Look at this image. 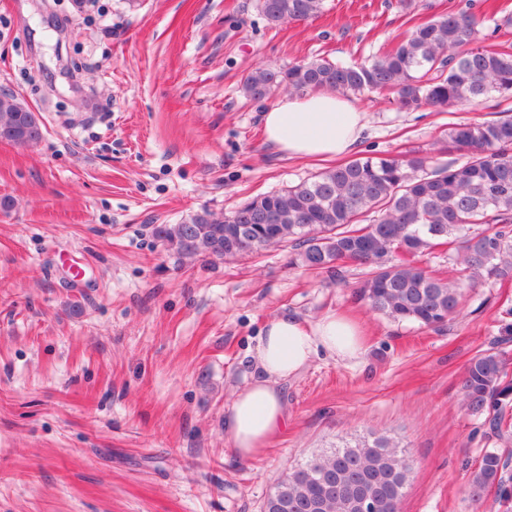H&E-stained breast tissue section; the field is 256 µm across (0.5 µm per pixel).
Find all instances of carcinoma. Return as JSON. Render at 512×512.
<instances>
[{
  "instance_id": "obj_1",
  "label": "carcinoma",
  "mask_w": 512,
  "mask_h": 512,
  "mask_svg": "<svg viewBox=\"0 0 512 512\" xmlns=\"http://www.w3.org/2000/svg\"><path fill=\"white\" fill-rule=\"evenodd\" d=\"M325 0H257L271 26L319 16ZM474 13L448 11L416 25L393 48L364 62L325 57L249 71L241 91L252 101L279 89L388 93L399 108L477 105L512 95V43L479 46ZM0 138L32 146L42 138L37 115L10 93L0 94ZM448 147L462 160L429 164L412 157L364 156L329 167L284 190L255 196L222 216L203 210L181 224H159L154 237L192 263L260 254L288 244L308 270L337 273L350 261L369 268L357 296L393 321L440 327L461 314L466 290L512 280V117L456 123ZM448 246L457 276L445 278L417 261ZM505 354L478 352L459 379L463 405L488 419L494 437L512 436V384ZM508 457L486 450L470 469L475 503L493 490L512 500ZM409 462L385 436L317 454L293 468L268 495L264 512H359L345 503L368 492L377 512H399Z\"/></svg>"
}]
</instances>
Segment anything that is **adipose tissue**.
<instances>
[{"mask_svg": "<svg viewBox=\"0 0 512 512\" xmlns=\"http://www.w3.org/2000/svg\"><path fill=\"white\" fill-rule=\"evenodd\" d=\"M368 123L367 112L338 92L281 97L262 115L267 142L291 158L344 155ZM365 352L360 325L340 312L308 323L288 312L268 321L252 355L250 378L224 412V437L235 454L256 457L286 432L288 409L281 385L300 375L317 355L354 361Z\"/></svg>", "mask_w": 512, "mask_h": 512, "instance_id": "ef3b65f1", "label": "adipose tissue"}]
</instances>
